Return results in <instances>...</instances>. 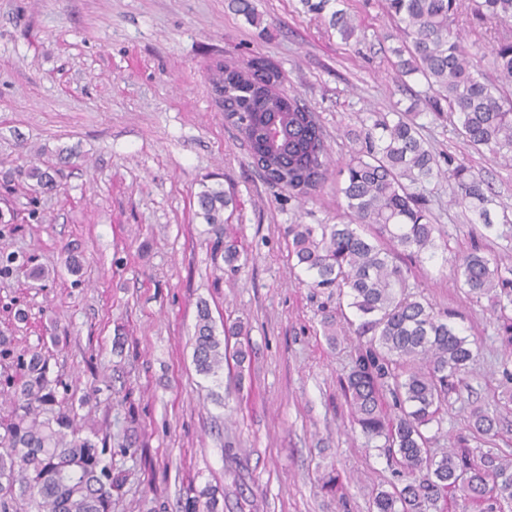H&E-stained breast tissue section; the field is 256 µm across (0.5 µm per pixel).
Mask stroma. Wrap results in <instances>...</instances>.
<instances>
[{"label":"stroma","instance_id":"1","mask_svg":"<svg viewBox=\"0 0 512 512\" xmlns=\"http://www.w3.org/2000/svg\"><path fill=\"white\" fill-rule=\"evenodd\" d=\"M251 2L255 23L228 0H0V336L12 349L0 372L20 377L18 358L41 352L80 433L111 434L124 478L112 512H182L208 485L223 512H373L377 489L404 479L340 390L356 338L329 345L321 326L338 297L309 288L288 256L289 225L342 221L343 178L304 200L267 183L216 108L209 69L255 56L277 65L339 161L354 150L348 128L407 110L425 85L394 79L398 30L383 0H349L358 44L299 0ZM461 30L475 68L493 74V30L469 9ZM419 122L433 150L465 161L496 200L488 229L453 204L447 180L432 185L447 245L402 260L435 310L455 311L476 353L428 446L512 458V345L492 296L467 295L454 270L475 238L512 267V162L475 152L450 122ZM34 164L52 167L53 188L26 179ZM216 183L238 201L228 230L249 260L234 270L195 215L198 192ZM203 302L216 331L236 320L248 331L244 365L217 378L192 358ZM478 407L498 414L494 434L471 430Z\"/></svg>","mask_w":512,"mask_h":512}]
</instances>
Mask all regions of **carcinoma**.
Masks as SVG:
<instances>
[{"label":"carcinoma","instance_id":"1","mask_svg":"<svg viewBox=\"0 0 512 512\" xmlns=\"http://www.w3.org/2000/svg\"><path fill=\"white\" fill-rule=\"evenodd\" d=\"M343 0H301L307 13L328 19L344 41L361 39ZM385 12L404 35L392 49L394 78L417 75L427 85L424 105L434 119L457 116L454 130L471 147L512 160V37H501L494 50L496 76L473 70L461 46L460 17L465 0H385ZM476 12L501 26L512 23V0H476ZM212 85L224 84L225 118L249 146L252 160L267 170L271 183L297 199L315 195L331 172L319 117L282 88L279 68L262 57L243 64L216 66ZM372 124L350 132L356 148L345 163L340 187L345 224L288 225L289 257L311 278L310 287L348 297L359 324L358 343L341 390L368 437L384 438L390 454L400 456L405 482L380 490L375 512H429L441 492L454 489L464 499L489 502V512L512 510V460L491 452L478 461L466 448L431 452L423 429L436 421L450 380H463L474 359L468 340L448 321V314L411 291L401 255L431 259L438 248L437 225L427 207V186L448 174L453 201L490 225L494 198L468 165L439 155L420 137L416 114L372 113ZM196 217L214 236V251L233 267L248 255L228 238L224 213L237 207L222 187L203 186ZM457 271L468 293H493L500 310L512 306V269L491 263L481 249L458 256ZM324 335L334 344L345 331L336 317L322 318ZM244 325H224L216 338L207 304L198 308L193 361L196 371L218 376L224 363L242 364L247 350L229 347L244 336ZM24 381L14 388L7 375L0 385L14 389L17 412L0 439V512H112V493L120 487L112 475L111 437H82L73 418L54 411L57 380L35 352L21 362ZM390 396L398 414L383 410ZM495 415L477 408L471 428L494 430ZM184 512H219L218 489L208 486L186 499Z\"/></svg>","mask_w":512,"mask_h":512}]
</instances>
